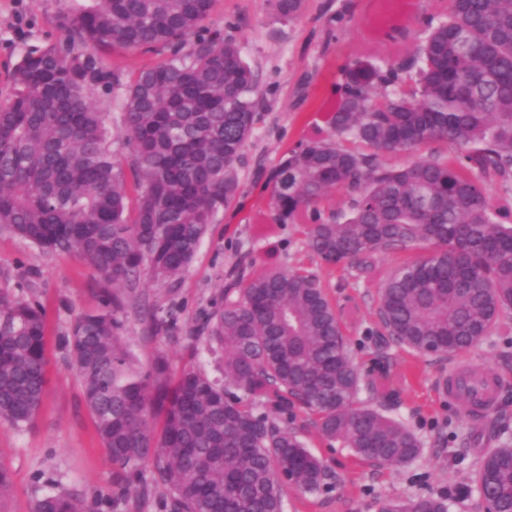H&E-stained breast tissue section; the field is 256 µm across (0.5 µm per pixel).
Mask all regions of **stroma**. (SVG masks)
I'll use <instances>...</instances> for the list:
<instances>
[{"label": "stroma", "instance_id": "35a3bbf8", "mask_svg": "<svg viewBox=\"0 0 512 512\" xmlns=\"http://www.w3.org/2000/svg\"><path fill=\"white\" fill-rule=\"evenodd\" d=\"M86 0H0V101L11 92L9 75L34 46L63 41L64 16ZM428 0H306L302 15L277 19L270 0H215L204 25L234 37L257 75L260 104L254 132L237 164L240 193L217 215L187 272L160 283L143 278L127 307L124 338L141 367L167 356L173 372L190 362L204 363L220 375L222 353L210 351L194 329L210 310L240 258L249 273L270 262L305 267L329 287L344 332L366 378L359 398L380 407L413 428L422 440L418 458L404 467L360 461L349 449L330 445L311 425L307 413L295 423L308 449L322 459L331 488L318 494L284 491V512H376L378 498L418 496L452 490L450 512H485L472 481L477 462L492 445L488 422L465 414L440 396L441 372L460 363L493 369L500 378L498 417L512 425V334L495 332L468 351L445 359L393 346L385 372H378L381 352L371 328L377 322V283L350 275L348 265L325 267L307 251L297 225L275 222L267 180L286 152L316 125H323L343 67L372 52L384 30L396 25L410 40L422 36L420 18ZM98 57L108 69L131 79L141 68L158 64V52L107 49ZM270 232L259 235L257 224ZM99 275L78 254L45 253L0 232V289L35 296L46 310V394L34 424L19 431L0 423V462L9 469L12 493L0 512H32L47 477L62 491L91 500L103 490L112 501L98 512H159L156 500H143L112 483L113 465L101 446L82 389L68 365L60 340L75 317L97 304ZM172 310L178 332L156 331L141 306Z\"/></svg>", "mask_w": 512, "mask_h": 512}]
</instances>
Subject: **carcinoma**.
<instances>
[{"label":"carcinoma","instance_id":"obj_1","mask_svg":"<svg viewBox=\"0 0 512 512\" xmlns=\"http://www.w3.org/2000/svg\"><path fill=\"white\" fill-rule=\"evenodd\" d=\"M214 0H88L65 40L27 50L0 104V231L46 253L80 254L107 283L63 346L102 447L125 490L165 489L163 512H283L284 489L316 494L329 473L294 427L297 409L356 458L401 467L420 454L406 424L359 399L363 377L342 317L316 275L273 266L226 288L196 334L224 351L222 377L165 356L143 369L115 292L191 265L238 195L257 83L237 41L200 34ZM298 18L305 0H273ZM413 44L342 70L326 129L288 150L269 177L276 219L302 227L311 255L371 280L376 254L426 245L380 281L378 315L400 347L448 357L512 319V0H434ZM84 47L87 52L80 53ZM166 49L130 81L94 51ZM122 98L131 177L93 95ZM442 142L400 167L380 163ZM495 184L496 195L488 191ZM135 192L130 199L129 192ZM45 311L0 290V422L23 431L44 399ZM161 419V426L153 420ZM475 485L512 512V442L490 449ZM377 512H449L448 495L387 496ZM68 492L33 512H95Z\"/></svg>","mask_w":512,"mask_h":512}]
</instances>
